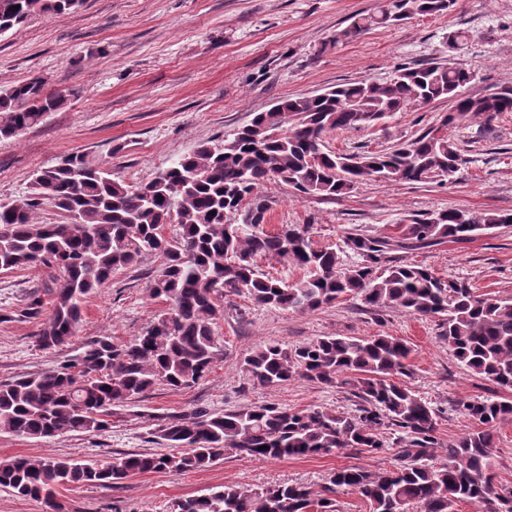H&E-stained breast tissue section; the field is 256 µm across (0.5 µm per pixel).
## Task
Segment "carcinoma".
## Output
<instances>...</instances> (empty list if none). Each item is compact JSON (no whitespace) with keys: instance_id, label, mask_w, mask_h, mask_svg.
<instances>
[{"instance_id":"obj_1","label":"carcinoma","mask_w":512,"mask_h":512,"mask_svg":"<svg viewBox=\"0 0 512 512\" xmlns=\"http://www.w3.org/2000/svg\"><path fill=\"white\" fill-rule=\"evenodd\" d=\"M456 0H379L375 12L357 14L336 32L334 42L391 27L414 16L443 15ZM81 0H0V35L38 12L63 13ZM19 6L16 11L12 6ZM471 73L450 59L427 67L402 66L383 82H346L315 95L285 98L251 123L224 137V145H202L173 160L136 185L83 155L73 154L34 178L29 195L0 202V270L45 267L61 275L51 290V310L36 334L43 349L71 342L79 330L85 299L103 287L112 271L159 255L163 267L149 294L168 308L132 340L86 343L57 369L0 383V431L48 438L67 432H97L115 407L133 403L158 385L187 389L211 370L221 351L214 325L224 316L222 300L247 296L257 305L288 312L319 309L356 297L379 309L397 307L439 320L441 339L468 370L512 391V299L478 294L459 279L443 280L431 270L397 262L390 253L464 242L481 232L512 224V214L448 209L413 217L400 237L355 234L348 247L361 261L346 267L336 250L314 246L309 225L283 224L266 230V182L280 180L297 195L328 198L358 183L451 179L465 162L457 143L441 129L469 115L488 122L512 112V88L470 95ZM452 101L440 127L406 144L375 152L339 154L325 147L338 130L375 125L396 112ZM64 96L44 90L39 78L0 90V137L17 136L60 108ZM53 208L62 221L37 218ZM258 223L238 232V218ZM172 234L162 238L165 228ZM276 256L304 270L289 282L274 277L258 259ZM33 293L24 318L43 312ZM410 347L392 336L358 339L318 337L288 349L269 342L244 358L251 380L276 386L294 376L325 384L351 385L362 405L355 414L322 409L292 410L275 404L242 405L222 413L192 408L158 418L157 430L175 452L128 453L106 464L67 459L0 461V488L42 499L54 512L58 486L119 484L133 474L180 475L206 469L229 451L258 459L309 457L358 448L378 455L388 450L384 431L405 444L394 468L372 472L351 466L336 470L329 485L314 491L303 484L252 490L226 484L217 491L176 502L174 512H336L337 492H356L369 512H454L459 502L512 512V495L499 493L494 426L512 415V401L496 397L459 402L474 429L448 445L443 462L432 463L438 447L439 415L399 381L407 375Z\"/></svg>"}]
</instances>
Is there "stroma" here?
<instances>
[{
    "instance_id": "obj_1",
    "label": "stroma",
    "mask_w": 512,
    "mask_h": 512,
    "mask_svg": "<svg viewBox=\"0 0 512 512\" xmlns=\"http://www.w3.org/2000/svg\"><path fill=\"white\" fill-rule=\"evenodd\" d=\"M376 5L377 0H83L65 14L32 16L0 36V89L38 77L47 92L62 93L66 101L41 124L0 138V199L28 195L38 172L71 154L104 165L118 181L138 184L200 145L223 144L225 135L280 99L360 79L385 81L404 64L423 66L450 55L474 75L469 94L512 87V0H457L447 14L332 43L352 16ZM459 30L468 32V40L449 52L448 37ZM449 110V102L438 101L397 112L372 127L330 133L325 145L344 154L390 149L438 127ZM449 133L467 159L454 181H366L344 196L324 198L296 195L272 180L260 190L271 203L267 229L308 225L314 245L336 249L349 267L358 261L345 245L352 233L395 236L409 217L445 209L512 213V112L489 124L470 116ZM395 257L438 277L464 280L477 293L512 298V225ZM161 264V257L150 255L114 270L87 297L77 335L52 349L37 347L38 321L18 314L29 293L48 296L54 287L49 271H0V382L52 370L94 339L119 344L138 336L167 307L149 294ZM216 334L222 349L211 372L192 388L156 386L139 401L115 408L108 428L98 432L30 438L0 431V460L103 464L128 453H164L165 441L151 432L153 417L192 407L221 412L273 403L355 412L360 401L341 384L300 377L275 387L254 384L243 359L269 341L289 348L320 336L384 334L404 341L412 350L404 382L439 414L437 461L445 444L474 427L458 402L497 393L494 384L456 359L440 337L437 319L396 308L375 310L357 298L302 313L232 295L224 300ZM399 450L395 443L381 455L344 448L328 456L279 460L232 453L212 467L181 475L150 472L112 487L63 486L56 500L61 512H172L176 501L227 484L259 490L300 483L318 491L343 467L393 468Z\"/></svg>"
}]
</instances>
